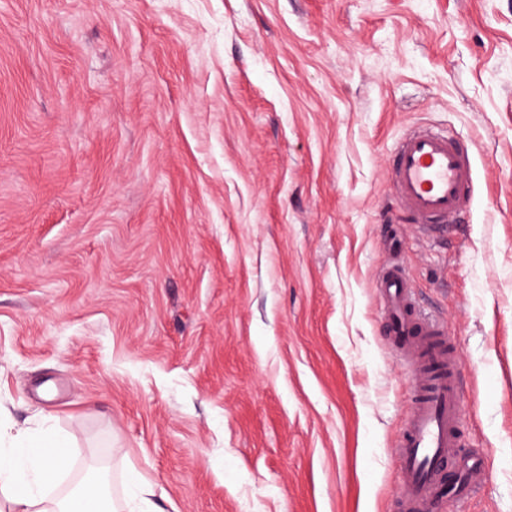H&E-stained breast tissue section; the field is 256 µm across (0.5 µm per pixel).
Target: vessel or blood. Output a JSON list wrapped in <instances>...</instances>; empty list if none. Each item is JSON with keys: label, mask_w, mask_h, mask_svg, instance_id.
I'll return each instance as SVG.
<instances>
[{"label": "vessel or blood", "mask_w": 512, "mask_h": 512, "mask_svg": "<svg viewBox=\"0 0 512 512\" xmlns=\"http://www.w3.org/2000/svg\"><path fill=\"white\" fill-rule=\"evenodd\" d=\"M393 189L402 210L431 234L445 230L472 203V157L448 135L414 127L392 158ZM375 291L391 349L408 366L412 395L397 441L402 512H434L445 496L471 492L485 478L480 456L463 448L458 420V358L448 326L422 313L406 270L392 261L377 275Z\"/></svg>", "instance_id": "obj_1"}]
</instances>
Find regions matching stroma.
Instances as JSON below:
<instances>
[{
	"instance_id": "obj_1",
	"label": "stroma",
	"mask_w": 512,
	"mask_h": 512,
	"mask_svg": "<svg viewBox=\"0 0 512 512\" xmlns=\"http://www.w3.org/2000/svg\"><path fill=\"white\" fill-rule=\"evenodd\" d=\"M416 125L474 156L443 238ZM392 224L486 464L435 512H512V0H0V452L69 441L48 499L400 512ZM472 168L470 152L448 135L412 127L392 158L400 208L427 233L445 230L471 207Z\"/></svg>"
}]
</instances>
